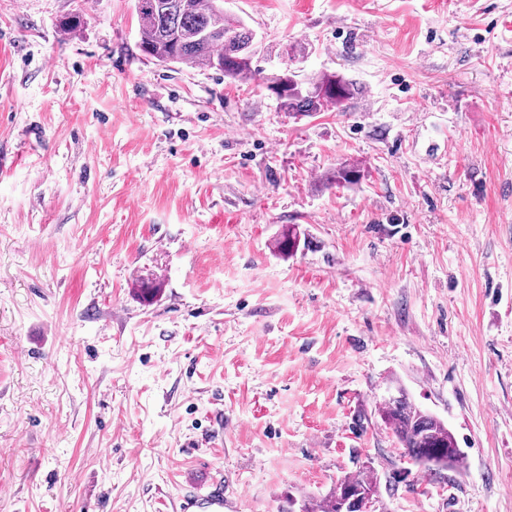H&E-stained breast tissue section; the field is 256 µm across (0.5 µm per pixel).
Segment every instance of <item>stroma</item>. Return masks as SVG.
Wrapping results in <instances>:
<instances>
[{
	"label": "stroma",
	"instance_id": "obj_1",
	"mask_svg": "<svg viewBox=\"0 0 512 512\" xmlns=\"http://www.w3.org/2000/svg\"><path fill=\"white\" fill-rule=\"evenodd\" d=\"M224 12L261 78L145 57L133 0H0V512H180L214 478L281 512L366 466L378 512H512V0ZM286 71L361 92L283 112ZM393 382L460 471L402 457Z\"/></svg>",
	"mask_w": 512,
	"mask_h": 512
}]
</instances>
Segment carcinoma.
Listing matches in <instances>:
<instances>
[{
  "label": "carcinoma",
  "instance_id": "obj_1",
  "mask_svg": "<svg viewBox=\"0 0 512 512\" xmlns=\"http://www.w3.org/2000/svg\"><path fill=\"white\" fill-rule=\"evenodd\" d=\"M221 0H135L140 19L141 50L161 63L216 68L227 77H252L254 33L240 21L224 15ZM288 90V111L297 114L322 111L332 104L338 109L357 94L352 81L322 73L308 81L293 74L282 75ZM402 453L429 471L459 469L464 457L453 433L434 415L416 407L407 395L388 400L380 410ZM379 498L377 476L371 471L347 476L322 500L310 499L305 512H339V492Z\"/></svg>",
  "mask_w": 512,
  "mask_h": 512
}]
</instances>
